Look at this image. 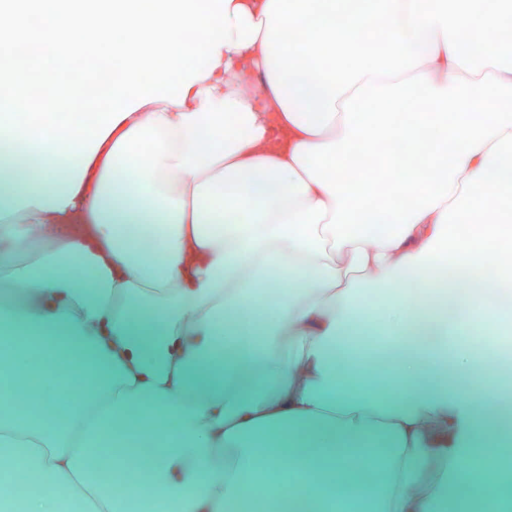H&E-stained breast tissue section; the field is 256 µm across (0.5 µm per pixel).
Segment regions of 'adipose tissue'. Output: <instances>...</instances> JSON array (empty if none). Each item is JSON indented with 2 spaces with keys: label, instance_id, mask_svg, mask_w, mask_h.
Returning a JSON list of instances; mask_svg holds the SVG:
<instances>
[{
  "label": "adipose tissue",
  "instance_id": "obj_1",
  "mask_svg": "<svg viewBox=\"0 0 512 512\" xmlns=\"http://www.w3.org/2000/svg\"><path fill=\"white\" fill-rule=\"evenodd\" d=\"M321 2L98 11L97 32L155 34L154 90L141 96V61L114 36L120 106L80 135L55 123V85L33 115L15 84L0 118V512L19 482L25 512L66 498L80 512H491L470 463L512 440V403L484 410L481 361L417 304L447 253L474 262L449 225L480 216L493 236L490 189H512V36L484 41L512 0H369L337 23ZM41 15L11 26L50 48L79 21L54 0ZM366 29L383 35L376 66L354 56ZM408 106L415 122L394 123ZM383 141L404 146L382 158L393 181L349 180ZM368 288L390 296L383 390L344 369ZM34 354L44 381L7 403ZM63 358L85 391L61 415Z\"/></svg>",
  "mask_w": 512,
  "mask_h": 512
}]
</instances>
